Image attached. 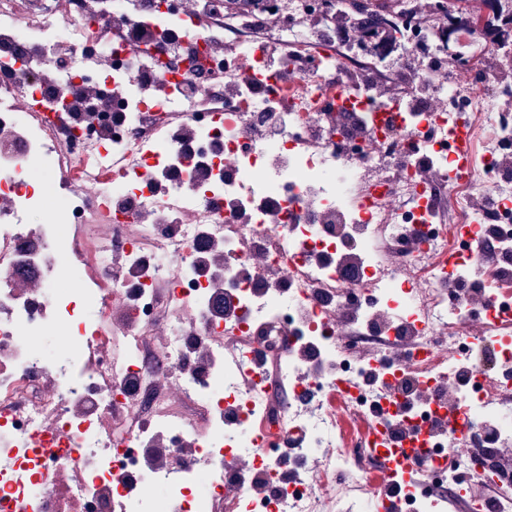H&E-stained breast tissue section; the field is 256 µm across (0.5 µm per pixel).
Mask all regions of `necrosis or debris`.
<instances>
[{
    "label": "necrosis or debris",
    "mask_w": 512,
    "mask_h": 512,
    "mask_svg": "<svg viewBox=\"0 0 512 512\" xmlns=\"http://www.w3.org/2000/svg\"><path fill=\"white\" fill-rule=\"evenodd\" d=\"M88 3L59 16L0 0V132L17 143L0 153V512H239L246 458L264 483L257 512L271 491L278 512H341L348 498L373 512L374 424L424 461L401 512L440 498L512 512V475L478 448L489 422L512 446V314L496 308L512 303V231L480 244L461 232L492 220L479 192L512 199V80L478 77L500 25L492 0L435 27L390 12L397 56L365 60L307 26L324 0H276L273 57L259 11L181 36L178 54H134L103 43ZM63 42L72 52L53 63ZM424 46L446 54L443 70L428 73ZM101 54L111 73L89 65ZM405 72L416 137L379 112L352 135L337 101ZM30 88L43 110L16 111ZM78 90L84 118L65 120ZM461 119L469 180L450 176ZM222 294L235 313L218 322Z\"/></svg>",
    "instance_id": "4bbe7bcc"
}]
</instances>
